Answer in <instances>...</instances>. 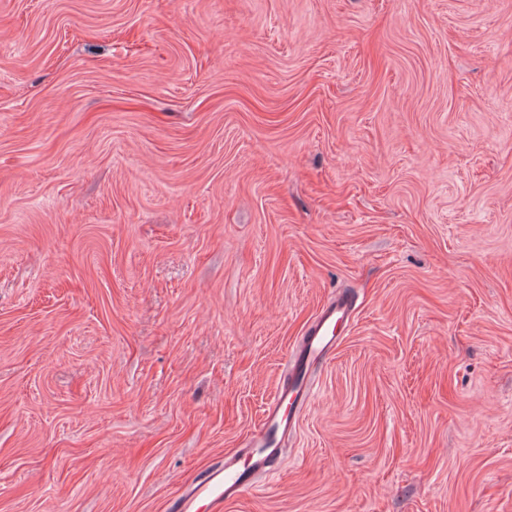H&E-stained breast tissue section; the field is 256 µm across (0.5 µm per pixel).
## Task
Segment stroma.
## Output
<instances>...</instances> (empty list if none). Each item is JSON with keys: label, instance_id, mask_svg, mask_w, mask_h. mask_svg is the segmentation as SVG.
I'll return each instance as SVG.
<instances>
[{"label": "stroma", "instance_id": "obj_1", "mask_svg": "<svg viewBox=\"0 0 512 512\" xmlns=\"http://www.w3.org/2000/svg\"><path fill=\"white\" fill-rule=\"evenodd\" d=\"M512 512V0H0V512ZM355 311L353 297L344 292L336 294L320 309L301 345L290 357L288 377L277 386L260 424L251 433L248 448L243 449L244 463L235 456L225 459L224 469L213 471L189 492L182 510L191 512L198 501L224 505L253 486L254 474L276 471L281 464V444L295 427L297 415L309 397L311 376L335 351Z\"/></svg>", "mask_w": 512, "mask_h": 512}]
</instances>
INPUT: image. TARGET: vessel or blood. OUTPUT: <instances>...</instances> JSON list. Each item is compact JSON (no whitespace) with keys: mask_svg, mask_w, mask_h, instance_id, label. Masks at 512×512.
<instances>
[{"mask_svg":"<svg viewBox=\"0 0 512 512\" xmlns=\"http://www.w3.org/2000/svg\"><path fill=\"white\" fill-rule=\"evenodd\" d=\"M355 311L353 297L344 292L320 309L301 345L291 355L288 376L277 386L242 458L225 459L223 468L195 485L182 503L184 512H192L200 501L219 506L236 499L251 488L254 474L276 471L281 464V444L295 427L297 415L306 404L312 376L335 351Z\"/></svg>","mask_w":512,"mask_h":512,"instance_id":"b4317fda","label":"vessel or blood"}]
</instances>
